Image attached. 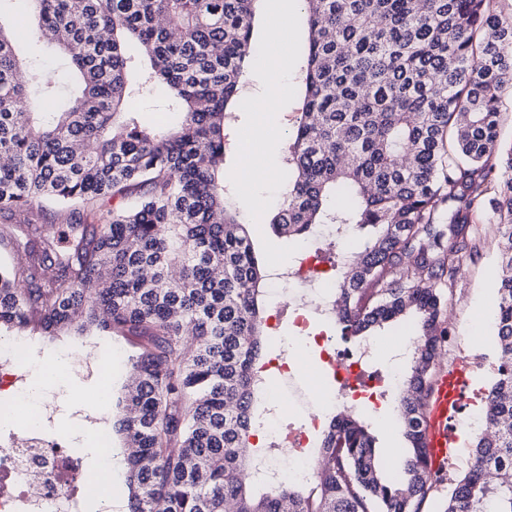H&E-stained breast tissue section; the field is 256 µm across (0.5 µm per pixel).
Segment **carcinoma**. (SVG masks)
I'll use <instances>...</instances> for the list:
<instances>
[{"label": "carcinoma", "mask_w": 512, "mask_h": 512, "mask_svg": "<svg viewBox=\"0 0 512 512\" xmlns=\"http://www.w3.org/2000/svg\"><path fill=\"white\" fill-rule=\"evenodd\" d=\"M27 2L20 28H0V214L37 200L59 222L0 225L26 259L0 266V333L76 324L139 339L116 423L133 449L127 512H420L435 484L430 378L487 207L501 252L492 430L444 512H512V147L499 172L488 166L512 94V15L495 0H306L305 92L281 147L293 180L270 226L336 255L342 338L418 316L397 401L407 461L388 476L371 417L334 415L310 487L282 479L257 495L266 275L224 184L244 73L258 63L256 0ZM47 30L80 82L60 112L35 111L56 85L16 54ZM161 89L182 119L145 127L136 102ZM110 199L120 205L103 209Z\"/></svg>", "instance_id": "carcinoma-1"}]
</instances>
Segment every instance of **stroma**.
Wrapping results in <instances>:
<instances>
[{
	"instance_id": "1",
	"label": "stroma",
	"mask_w": 512,
	"mask_h": 512,
	"mask_svg": "<svg viewBox=\"0 0 512 512\" xmlns=\"http://www.w3.org/2000/svg\"><path fill=\"white\" fill-rule=\"evenodd\" d=\"M280 26L286 36L284 42L272 43L267 40L265 31L273 26ZM306 36L304 14L298 10L294 0H262L257 9L254 26V40L257 44L259 62L252 68L246 82L253 91H261L266 85L276 59L287 55L289 63L288 76L282 79L283 92L279 98V108L272 113L267 122H259L256 113L242 110L238 114L236 125L237 141L244 139L259 125H266L268 130L290 129L295 121L296 108L301 93L300 69L301 59L296 49ZM19 54L29 64H43L45 72L54 81L61 97H68L76 91L72 70L63 57L55 56L52 47L23 43ZM280 142H273L268 151V173L256 179L248 186H241L237 175L239 170V149H232L224 161V177L233 193L230 201L251 225V239L254 249L268 272H275L293 261L298 242L276 237L268 221L275 211L288 185V173L280 160ZM477 229L480 243L476 251L465 255L460 272L457 276L453 299L448 304L447 320L454 328L456 335H465L469 326L480 325L487 341L484 345L473 348L477 358L492 363L496 360V348L493 340L494 312L497 304L496 280L499 272L498 237L495 225L490 222L489 213L479 216ZM293 314L288 307H281L276 329L277 338L269 342L263 351L264 358H272L282 352L284 347H291L301 369H310L318 360L314 348L305 342L293 341ZM40 355L27 370L30 382H38L42 367L57 357L71 353H85L93 350L98 362H111L112 370L99 376H90L81 368H74L69 379L54 387L53 392L64 408L56 418L55 426L50 434L51 439L62 448L80 454L87 469H100L102 460L90 450L88 435H73L68 430L69 412L67 403L78 401L87 421L91 423V434L108 433L113 457L124 454L121 436L114 433L111 422L101 420L95 396L99 387H106L110 403H117L123 395L126 372L130 365V357L134 355V347L121 336L105 334L91 336H61L56 339H42ZM374 417V435L376 446L382 453V462L389 472L403 470L406 457L402 452L404 445L400 425L396 419V403L394 396H387L372 407Z\"/></svg>"
}]
</instances>
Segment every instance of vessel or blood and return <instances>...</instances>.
Returning <instances> with one entry per match:
<instances>
[{
  "mask_svg": "<svg viewBox=\"0 0 512 512\" xmlns=\"http://www.w3.org/2000/svg\"><path fill=\"white\" fill-rule=\"evenodd\" d=\"M468 379L457 370L439 372L432 382L425 420L427 448L432 470L445 467L455 441L453 421L466 402Z\"/></svg>",
  "mask_w": 512,
  "mask_h": 512,
  "instance_id": "obj_1",
  "label": "vessel or blood"
}]
</instances>
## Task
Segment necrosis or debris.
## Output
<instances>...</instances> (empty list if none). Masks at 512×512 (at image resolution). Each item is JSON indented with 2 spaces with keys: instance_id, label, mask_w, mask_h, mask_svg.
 <instances>
[{
  "instance_id": "1",
  "label": "necrosis or debris",
  "mask_w": 512,
  "mask_h": 512,
  "mask_svg": "<svg viewBox=\"0 0 512 512\" xmlns=\"http://www.w3.org/2000/svg\"><path fill=\"white\" fill-rule=\"evenodd\" d=\"M323 261L315 246H303L298 258L279 281L294 289L288 299L298 324H305L308 306L330 305L333 288L323 285ZM319 348L321 361L332 370L333 388L322 387L316 380L300 373L290 354L269 359L266 368L279 383L288 387L287 394L273 398L271 414L260 424L271 466L290 478L311 479L318 456L310 446L311 435L322 426V417L333 410L358 407L360 401L378 402L385 392L400 386L403 375L398 366L381 372L373 367L380 355L377 344L358 342L338 348L321 335L310 337ZM30 348L16 340L0 347V409L11 412L27 405L25 366ZM316 405L301 423H285L284 413L296 409L301 401ZM56 410L45 405L37 423L27 425L24 434L0 431V512H83L86 474L81 457L55 448L50 439ZM41 472L38 492L27 488L32 472Z\"/></svg>"
}]
</instances>
